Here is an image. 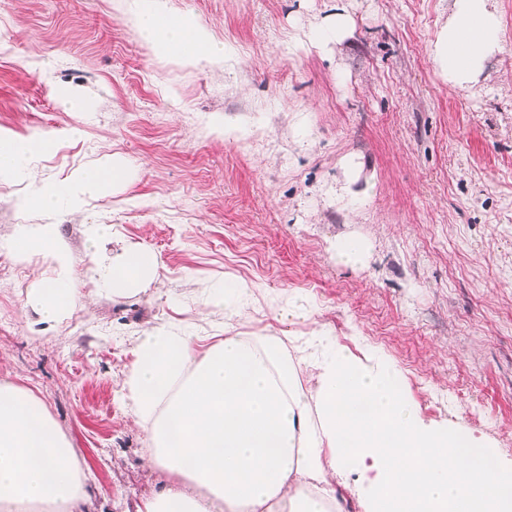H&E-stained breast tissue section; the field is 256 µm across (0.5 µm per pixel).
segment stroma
I'll return each mask as SVG.
<instances>
[{
    "label": "stroma",
    "instance_id": "stroma-1",
    "mask_svg": "<svg viewBox=\"0 0 512 512\" xmlns=\"http://www.w3.org/2000/svg\"><path fill=\"white\" fill-rule=\"evenodd\" d=\"M130 3L0 0V130L60 138L35 179L115 155L131 170L84 211L46 217L21 206L32 181L0 183V381L31 390L78 448L93 512H134L168 480L125 388L138 337L161 324L199 355L228 329L330 336L393 362L425 424L512 465V0H494L503 48L468 89L431 58L453 0H160L223 46V65L197 67L153 57ZM338 12L349 34L307 45ZM66 90L89 111H65ZM74 126L83 137L65 138ZM45 222L79 298L54 324L26 304L51 268L5 247ZM93 224L111 242L93 246ZM347 239L360 265L337 259ZM134 248L157 256L158 279L106 296L94 268ZM228 275L252 291L229 319L202 304ZM293 296L304 313L283 316Z\"/></svg>",
    "mask_w": 512,
    "mask_h": 512
}]
</instances>
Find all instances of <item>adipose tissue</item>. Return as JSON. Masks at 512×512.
Instances as JSON below:
<instances>
[{"instance_id": "adipose-tissue-1", "label": "adipose tissue", "mask_w": 512, "mask_h": 512, "mask_svg": "<svg viewBox=\"0 0 512 512\" xmlns=\"http://www.w3.org/2000/svg\"><path fill=\"white\" fill-rule=\"evenodd\" d=\"M133 22L155 57L194 65L223 56L191 14L144 5ZM501 49L492 0H454L431 55L455 89L476 83ZM54 147L47 135L0 131V181L27 174ZM129 178L120 158L91 163L34 188L23 205L78 211ZM7 247L51 263L52 278L34 281L26 303L41 321L66 318L77 299L57 225H17ZM157 269L153 253L131 249L96 272L107 292L126 297ZM304 347L320 371L312 394L278 336L229 332L200 358L192 337L169 327L139 337L127 398L151 440L149 465L171 481L136 512H335L333 481L349 470L368 484L369 512H512V469L485 441L424 425L394 366L360 360L325 336ZM88 482L42 402L1 381L0 512H88Z\"/></svg>"}]
</instances>
